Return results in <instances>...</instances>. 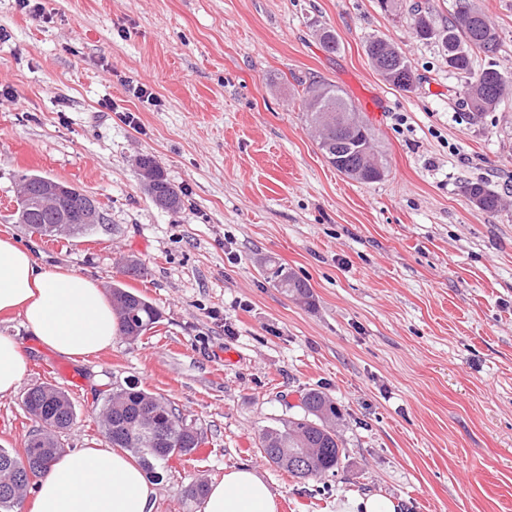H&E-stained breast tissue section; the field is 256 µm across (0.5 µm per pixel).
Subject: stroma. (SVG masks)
I'll return each mask as SVG.
<instances>
[{"label": "stroma", "instance_id": "obj_1", "mask_svg": "<svg viewBox=\"0 0 512 512\" xmlns=\"http://www.w3.org/2000/svg\"><path fill=\"white\" fill-rule=\"evenodd\" d=\"M41 2L36 16L0 0V237L41 266L124 283L162 317L67 363L0 314V334L28 353L19 388L0 397V447L24 448L37 424L23 398L42 383L76 406L66 452L102 443V398L135 381L205 436V453L169 459L156 512H199L183 489L240 466L257 469L279 512H336L366 494L398 512H512V97L469 119L441 47L410 29L409 6L443 25L455 0H403L397 12L378 0ZM474 3L500 34L475 68L512 72V0ZM370 36L403 48L409 90L375 71ZM313 81L360 110L388 162L382 180L327 162L304 117ZM137 84L157 104L134 96ZM144 155L182 191L179 213L144 190ZM23 173L95 197L102 226L56 248L14 223ZM479 180L502 196L499 212L462 193ZM132 257L142 277L123 274ZM278 265L309 283V302L266 278ZM308 388L341 408L346 456L300 480L261 456L259 437L297 414Z\"/></svg>", "mask_w": 512, "mask_h": 512}]
</instances>
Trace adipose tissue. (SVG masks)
<instances>
[{"mask_svg":"<svg viewBox=\"0 0 512 512\" xmlns=\"http://www.w3.org/2000/svg\"><path fill=\"white\" fill-rule=\"evenodd\" d=\"M0 313L22 318L42 347L83 360L111 347L120 332L112 302L97 279L38 264L13 237L0 238ZM27 354L0 335V397L13 394ZM155 483L120 448L102 444L56 462L36 484L34 512H154ZM270 486L253 469H229L210 484L201 512H277Z\"/></svg>","mask_w":512,"mask_h":512,"instance_id":"ef3b65f1","label":"adipose tissue"}]
</instances>
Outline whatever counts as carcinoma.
I'll return each instance as SVG.
<instances>
[{"mask_svg":"<svg viewBox=\"0 0 512 512\" xmlns=\"http://www.w3.org/2000/svg\"><path fill=\"white\" fill-rule=\"evenodd\" d=\"M412 29L421 41L438 43L448 57V71L458 75L463 99L471 119H478L494 111L501 101L512 96V73L495 65L475 71L474 55L489 57L499 48L500 36L488 16L472 0H456L448 25L436 26L428 13L419 6L411 8ZM385 40L369 37L365 51L375 67L390 71L389 83L408 89L413 73L406 56L387 58L382 52ZM355 109L342 91L333 85L313 82L305 89V121L319 133L318 145L328 162L344 175L352 176L364 170L365 151H374L371 129L362 121L354 130L340 129ZM140 172L145 174V190L152 198L169 201L167 211L182 209V199L168 182L152 156L138 159ZM463 193L478 209L495 213L501 198L483 181L468 182ZM17 224L32 233L57 236V213L38 206L34 197L20 190L14 214ZM270 279L283 293L299 300L310 299L306 281L292 270L278 266L271 269ZM112 307L119 316L121 334L130 341L155 327L161 318L159 310L145 296L116 282L110 288ZM302 413L280 421L277 427L264 430L260 436L263 457L298 479L320 477L334 472L339 466L344 449L336 431V420L341 410L323 391L307 390L301 399ZM24 406L39 424V429L28 439L23 453L0 448V512H10L31 483L22 480L18 470L28 461L31 470H37L42 461L51 463L63 453L61 434L76 419L74 403L62 390L50 385L34 386L25 393ZM98 425L101 434L112 447L133 453L144 470L157 474L174 455L186 456L195 451L203 440V432L187 421L179 409L163 396L138 386L134 382L112 391L102 403Z\"/></svg>","mask_w":512,"mask_h":512,"instance_id":"carcinoma-1","label":"carcinoma"}]
</instances>
